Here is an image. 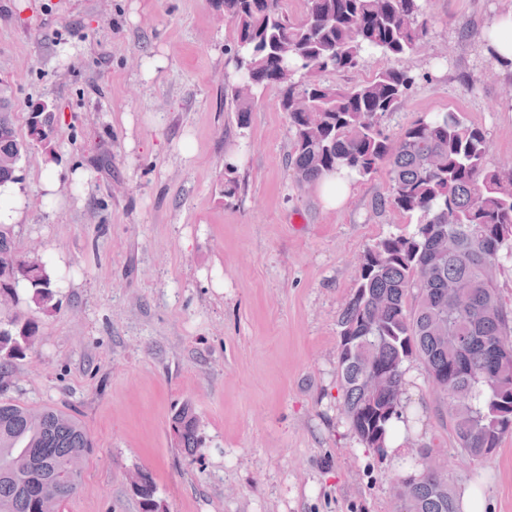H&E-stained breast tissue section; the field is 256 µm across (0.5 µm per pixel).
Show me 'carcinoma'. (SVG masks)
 <instances>
[{
	"label": "carcinoma",
	"mask_w": 512,
	"mask_h": 512,
	"mask_svg": "<svg viewBox=\"0 0 512 512\" xmlns=\"http://www.w3.org/2000/svg\"><path fill=\"white\" fill-rule=\"evenodd\" d=\"M283 0H222L235 37L226 48L234 64L230 99L246 129L260 96L278 94L293 132L291 164L298 182L313 183L345 170L360 178L388 168L391 202L417 215L413 231L392 233L358 262L353 293L338 321L337 376L342 406L359 440L386 447L393 420H406L404 364L419 358L429 384L448 400L456 451L480 461L512 434V310L503 305L492 267L512 261V167L487 163L486 133L457 112L418 119L397 139L383 129L416 77L407 67L376 72L363 83L327 82V73L358 71L374 56L407 58L420 50L428 28L426 0H304L293 18ZM316 78L306 81L309 71ZM10 86L0 82V184L19 181L18 164L38 143L51 153L55 115L41 112V131L17 133ZM237 167L224 165V199L238 195ZM451 243L444 252L441 243ZM39 312L55 308L50 278L37 258L15 249L0 224V285ZM458 285L448 294V283ZM413 304H408V300ZM38 323L16 312L0 319V370L35 343ZM443 336L462 342L449 346ZM389 370L393 396L366 395L368 369ZM175 434L188 454L198 445L197 417L186 403L174 415ZM93 444L80 420L53 407L33 409L0 394V512H41L27 485L51 468L42 494L63 506L76 493ZM143 512H155L156 485L140 473ZM407 487L398 512H456L450 486L421 473L399 478Z\"/></svg>",
	"instance_id": "1"
}]
</instances>
